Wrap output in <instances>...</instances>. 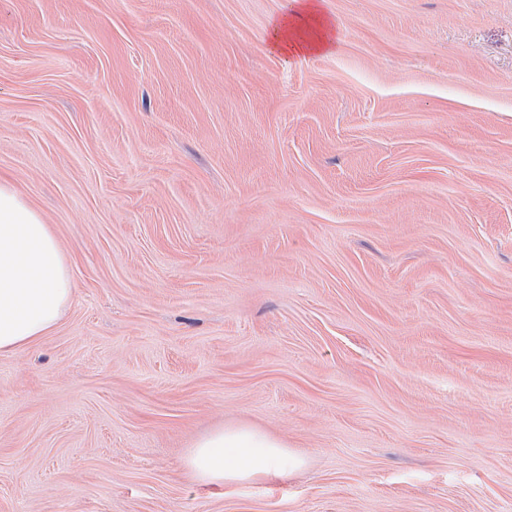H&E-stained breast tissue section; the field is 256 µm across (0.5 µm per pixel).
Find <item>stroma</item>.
<instances>
[{
    "label": "stroma",
    "mask_w": 512,
    "mask_h": 512,
    "mask_svg": "<svg viewBox=\"0 0 512 512\" xmlns=\"http://www.w3.org/2000/svg\"><path fill=\"white\" fill-rule=\"evenodd\" d=\"M0 0V177L72 260L0 356V512H512V0ZM301 471L223 491L211 430ZM325 0H295L298 10L274 29L273 49L283 52L291 51L301 54L308 51H319L332 45L329 35L333 22L327 20L322 9ZM304 28L311 29L309 36H304ZM288 443L250 425L219 427L196 441L185 466L201 484L230 488L264 482L304 467Z\"/></svg>",
    "instance_id": "obj_1"
}]
</instances>
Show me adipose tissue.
<instances>
[{"instance_id": "obj_1", "label": "adipose tissue", "mask_w": 512, "mask_h": 512, "mask_svg": "<svg viewBox=\"0 0 512 512\" xmlns=\"http://www.w3.org/2000/svg\"><path fill=\"white\" fill-rule=\"evenodd\" d=\"M295 3L292 17L274 29L273 48L301 54L331 45L324 0ZM71 293V266L52 226L0 178V355L24 350L52 332ZM304 464L285 441L244 424L204 435L185 461L199 483L217 488L268 481Z\"/></svg>"}]
</instances>
